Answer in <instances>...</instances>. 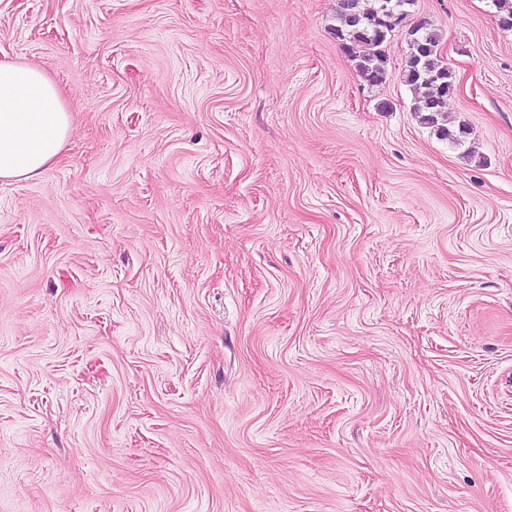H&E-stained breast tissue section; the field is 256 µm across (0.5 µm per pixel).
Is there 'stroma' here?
Returning a JSON list of instances; mask_svg holds the SVG:
<instances>
[{
  "instance_id": "1",
  "label": "stroma",
  "mask_w": 512,
  "mask_h": 512,
  "mask_svg": "<svg viewBox=\"0 0 512 512\" xmlns=\"http://www.w3.org/2000/svg\"><path fill=\"white\" fill-rule=\"evenodd\" d=\"M336 5L0 0L73 114L0 184V512H512V32L415 2L455 147Z\"/></svg>"
}]
</instances>
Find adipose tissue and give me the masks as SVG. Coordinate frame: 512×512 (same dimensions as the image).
<instances>
[{"label": "adipose tissue", "instance_id": "adipose-tissue-1", "mask_svg": "<svg viewBox=\"0 0 512 512\" xmlns=\"http://www.w3.org/2000/svg\"><path fill=\"white\" fill-rule=\"evenodd\" d=\"M70 132L62 87L28 62L0 58V181L39 178Z\"/></svg>", "mask_w": 512, "mask_h": 512}]
</instances>
